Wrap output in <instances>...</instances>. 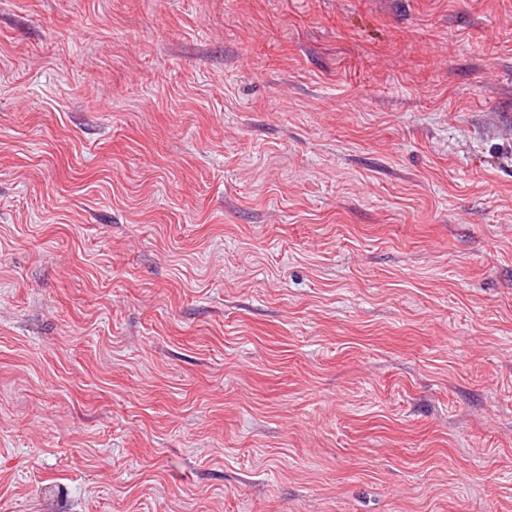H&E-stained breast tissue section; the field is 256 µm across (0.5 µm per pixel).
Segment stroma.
<instances>
[{
	"instance_id": "obj_1",
	"label": "stroma",
	"mask_w": 512,
	"mask_h": 512,
	"mask_svg": "<svg viewBox=\"0 0 512 512\" xmlns=\"http://www.w3.org/2000/svg\"><path fill=\"white\" fill-rule=\"evenodd\" d=\"M0 512H512V0H0Z\"/></svg>"
}]
</instances>
